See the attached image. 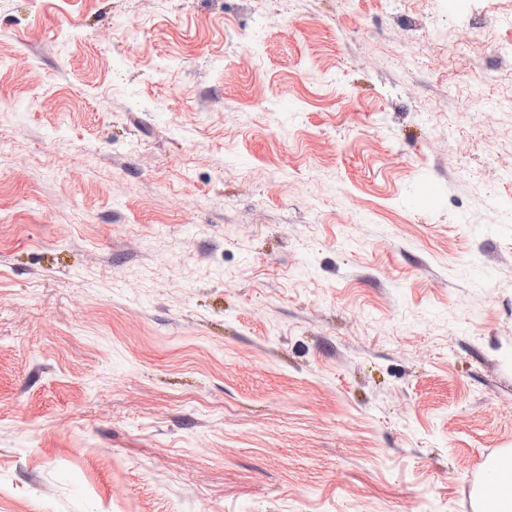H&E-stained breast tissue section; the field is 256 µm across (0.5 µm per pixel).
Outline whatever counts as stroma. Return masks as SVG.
I'll list each match as a JSON object with an SVG mask.
<instances>
[{"mask_svg":"<svg viewBox=\"0 0 512 512\" xmlns=\"http://www.w3.org/2000/svg\"><path fill=\"white\" fill-rule=\"evenodd\" d=\"M505 18L0 0V512H475L512 449Z\"/></svg>","mask_w":512,"mask_h":512,"instance_id":"1","label":"stroma"}]
</instances>
